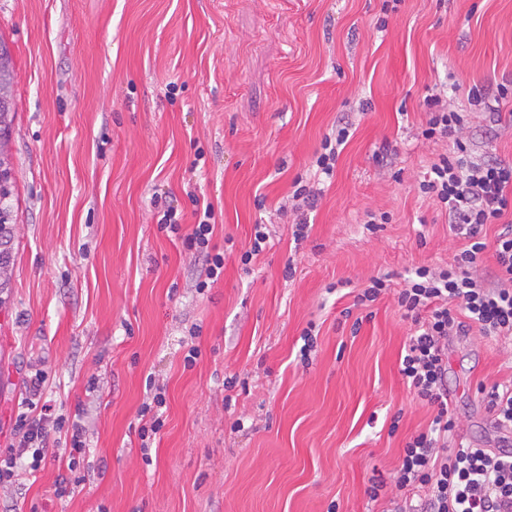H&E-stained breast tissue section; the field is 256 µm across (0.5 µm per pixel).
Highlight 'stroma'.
Listing matches in <instances>:
<instances>
[{"mask_svg":"<svg viewBox=\"0 0 512 512\" xmlns=\"http://www.w3.org/2000/svg\"><path fill=\"white\" fill-rule=\"evenodd\" d=\"M383 3L0 0L16 73L0 456L23 413L82 409L87 444L0 486V512H391L405 443L434 411L399 372L411 320L390 296L355 297L374 276L399 288L415 266H449L464 245L417 190L447 151L421 135L426 97L446 93L464 114L475 155L512 163V103L495 126L466 96L512 80V0ZM340 122L352 134L294 243L279 207ZM200 200L224 253L223 278L201 293L193 258L157 226L167 202L188 224ZM378 209L391 221L369 229ZM258 224L269 244L242 265ZM509 378L511 339L449 338L459 437L499 446L478 387ZM151 380L167 405L145 457ZM375 478L386 486L372 500Z\"/></svg>","mask_w":512,"mask_h":512,"instance_id":"stroma-1","label":"stroma"}]
</instances>
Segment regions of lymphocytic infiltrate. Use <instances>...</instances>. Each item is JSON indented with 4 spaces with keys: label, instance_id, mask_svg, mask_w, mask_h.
<instances>
[{
    "label": "lymphocytic infiltrate",
    "instance_id": "f902f5d3",
    "mask_svg": "<svg viewBox=\"0 0 512 512\" xmlns=\"http://www.w3.org/2000/svg\"><path fill=\"white\" fill-rule=\"evenodd\" d=\"M428 119L422 135L428 140L452 142L449 154L433 163L418 186L440 207L450 232L467 238V245L445 269L415 268L394 294L404 317L416 326L404 346L400 373L410 392L436 413L424 431L403 448L396 488L404 496L394 512H512V378L479 386L482 400L502 432L498 448H478L463 442L449 446L456 418L448 401V339L478 332L483 337L512 335V226L502 220L512 212V164L475 156L460 134L462 113L447 110L440 97L426 101ZM189 231H182L177 210L167 207L161 230L178 235L185 252L201 260L205 290L224 275V254L214 251L213 205L194 213ZM501 230L494 242L480 236L484 225ZM492 251L495 268L483 271L482 256ZM16 428L19 446L41 462L52 432L68 430L69 454L83 451L80 422L44 415L20 416Z\"/></svg>",
    "mask_w": 512,
    "mask_h": 512
}]
</instances>
